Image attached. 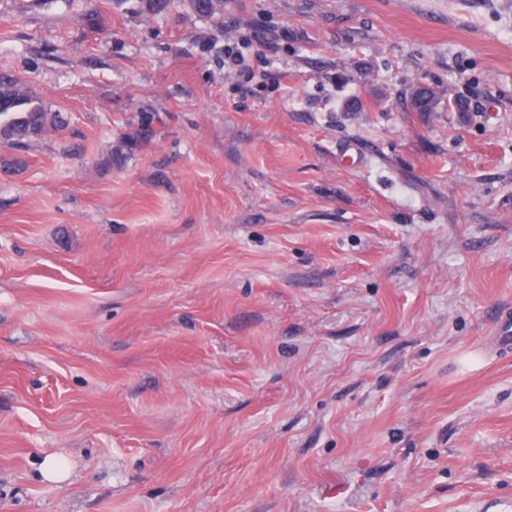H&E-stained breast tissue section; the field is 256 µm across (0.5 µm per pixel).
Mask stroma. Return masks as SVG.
<instances>
[{"label":"stroma","mask_w":512,"mask_h":512,"mask_svg":"<svg viewBox=\"0 0 512 512\" xmlns=\"http://www.w3.org/2000/svg\"><path fill=\"white\" fill-rule=\"evenodd\" d=\"M0 74L66 121L0 168V512H512V0H0Z\"/></svg>","instance_id":"obj_1"}]
</instances>
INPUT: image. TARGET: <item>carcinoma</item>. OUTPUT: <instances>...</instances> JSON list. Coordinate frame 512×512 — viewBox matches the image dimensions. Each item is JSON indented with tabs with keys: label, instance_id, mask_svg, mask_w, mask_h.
<instances>
[{
	"label": "carcinoma",
	"instance_id": "obj_1",
	"mask_svg": "<svg viewBox=\"0 0 512 512\" xmlns=\"http://www.w3.org/2000/svg\"><path fill=\"white\" fill-rule=\"evenodd\" d=\"M192 4L207 16H223L224 0H192ZM439 100V94L428 87L418 86L412 93L413 106L419 112L434 111ZM63 126L64 119L60 113L46 111L21 79L0 76V140L20 150L43 136L47 130Z\"/></svg>",
	"mask_w": 512,
	"mask_h": 512
}]
</instances>
